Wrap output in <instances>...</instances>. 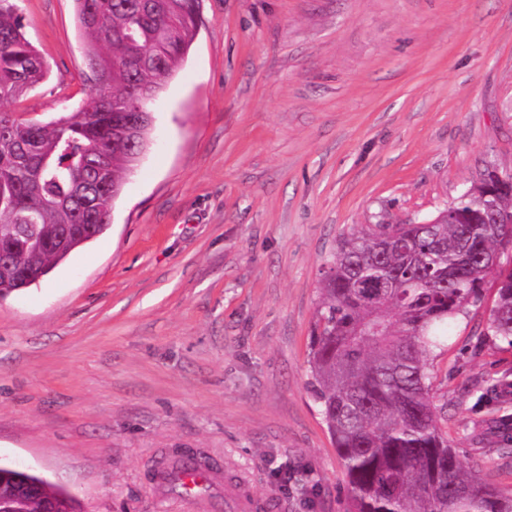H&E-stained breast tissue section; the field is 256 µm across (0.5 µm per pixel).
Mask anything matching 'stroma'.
<instances>
[{
    "label": "stroma",
    "mask_w": 512,
    "mask_h": 512,
    "mask_svg": "<svg viewBox=\"0 0 512 512\" xmlns=\"http://www.w3.org/2000/svg\"><path fill=\"white\" fill-rule=\"evenodd\" d=\"M48 78L0 109L47 123L89 93L73 0H17ZM108 230L0 299V462L82 512H345L309 389L321 269L361 224L434 217L512 169V0H199ZM495 287L437 328L438 421L512 493V345ZM194 456L198 487L163 473ZM224 499L227 507L233 509V511L228 512H248L252 509V503L244 484L233 477L228 476L224 479Z\"/></svg>",
    "instance_id": "stroma-1"
}]
</instances>
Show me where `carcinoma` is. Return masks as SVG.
Returning a JSON list of instances; mask_svg holds the SVG:
<instances>
[{
    "label": "carcinoma",
    "instance_id": "cac0c4a2",
    "mask_svg": "<svg viewBox=\"0 0 512 512\" xmlns=\"http://www.w3.org/2000/svg\"><path fill=\"white\" fill-rule=\"evenodd\" d=\"M93 89L70 115L41 124L0 112V297L45 278L103 234L135 166L131 105L182 66L198 24L196 0H73ZM47 70L15 0H0V101L23 97ZM432 224H366L325 261L311 331L310 389L340 457L347 512H512V493L462 465L441 432L428 359L432 330L497 288L491 328L512 344V183L483 179ZM0 465V508L80 512L75 498L31 472L38 498Z\"/></svg>",
    "mask_w": 512,
    "mask_h": 512
}]
</instances>
